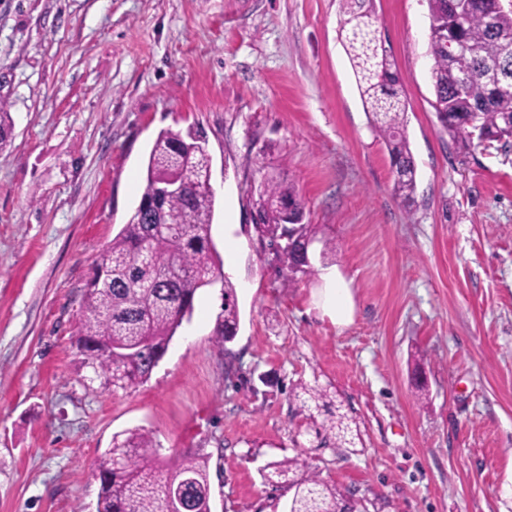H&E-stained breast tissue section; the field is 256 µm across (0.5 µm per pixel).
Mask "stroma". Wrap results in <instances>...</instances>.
Returning a JSON list of instances; mask_svg holds the SVG:
<instances>
[{
  "label": "stroma",
  "mask_w": 512,
  "mask_h": 512,
  "mask_svg": "<svg viewBox=\"0 0 512 512\" xmlns=\"http://www.w3.org/2000/svg\"><path fill=\"white\" fill-rule=\"evenodd\" d=\"M373 7L406 102L410 207L340 0H0V512H96L94 463L132 428L161 458L207 460L213 512H286L262 470L294 456L368 512H512V144L460 155L432 107L427 0ZM190 128L238 333L217 347L214 284L147 381L101 388L77 347L86 283L157 134ZM266 174L318 227L290 288L248 222ZM328 268L352 290L349 325L321 307ZM300 384L354 419L351 442L321 439Z\"/></svg>",
  "instance_id": "obj_1"
}]
</instances>
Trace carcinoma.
Returning a JSON list of instances; mask_svg holds the SVG:
<instances>
[{
  "label": "carcinoma",
  "mask_w": 512,
  "mask_h": 512,
  "mask_svg": "<svg viewBox=\"0 0 512 512\" xmlns=\"http://www.w3.org/2000/svg\"><path fill=\"white\" fill-rule=\"evenodd\" d=\"M341 34L363 103L386 144L394 167L393 189L410 207L416 168L406 133L400 77L379 37L372 0H340ZM431 24L429 53L433 107L441 129L462 155L474 144L512 141V80L497 86L484 73L502 67L512 44V10L494 0H427ZM301 203L293 186L274 176L261 182L252 208L260 243L275 251L293 282L299 249L288 247V207ZM215 197L209 190V159L192 132L161 131L149 152L145 186L133 214L96 260L78 323V346L85 365L102 388H127L146 381L185 318L199 290L224 280V303L215 342L225 348L235 336L239 310L233 284L212 238ZM326 394L307 385L295 398L315 408L328 406ZM325 433L344 441L348 426L330 415ZM153 438L140 429L112 438L97 460V512H177V500L202 502L210 491L207 462L185 455L164 464L152 453ZM299 458L267 466L263 478L277 491H293L297 512H338L345 493L311 472L295 478Z\"/></svg>",
  "instance_id": "carcinoma-1"
}]
</instances>
